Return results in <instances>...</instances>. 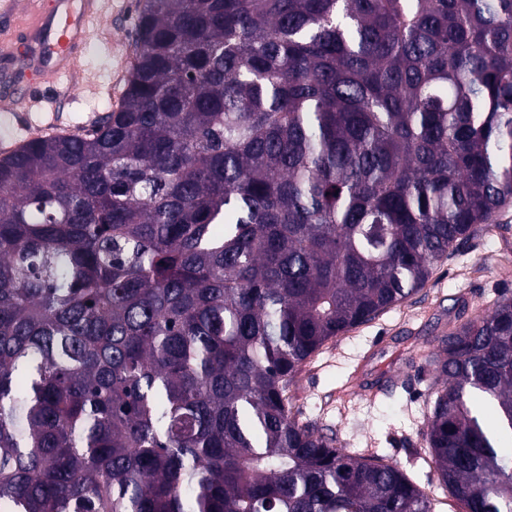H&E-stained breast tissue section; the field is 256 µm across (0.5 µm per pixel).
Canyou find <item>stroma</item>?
I'll list each match as a JSON object with an SVG mask.
<instances>
[{"instance_id": "35a3bbf8", "label": "stroma", "mask_w": 512, "mask_h": 512, "mask_svg": "<svg viewBox=\"0 0 512 512\" xmlns=\"http://www.w3.org/2000/svg\"><path fill=\"white\" fill-rule=\"evenodd\" d=\"M137 0H107L105 11L70 74L46 83L24 70L27 98L0 102V138L17 117L41 123L49 114L78 127L117 110L134 57ZM512 297V207L499 230L451 254L407 303L329 341L298 375L289 395L300 421L335 437L354 454L397 465L424 492L457 506L441 489L423 433L428 404L440 387L434 366L409 363L417 342L452 326L459 311L476 315Z\"/></svg>"}]
</instances>
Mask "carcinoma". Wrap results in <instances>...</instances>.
Here are the masks:
<instances>
[{"mask_svg": "<svg viewBox=\"0 0 512 512\" xmlns=\"http://www.w3.org/2000/svg\"><path fill=\"white\" fill-rule=\"evenodd\" d=\"M511 204L512 0H140L118 109L0 158V512H436L288 389ZM428 345L512 512V297Z\"/></svg>", "mask_w": 512, "mask_h": 512, "instance_id": "1", "label": "carcinoma"}]
</instances>
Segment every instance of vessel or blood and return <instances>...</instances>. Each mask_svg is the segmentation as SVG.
<instances>
[{"mask_svg": "<svg viewBox=\"0 0 512 512\" xmlns=\"http://www.w3.org/2000/svg\"><path fill=\"white\" fill-rule=\"evenodd\" d=\"M100 10V0H54L50 6L45 0H0V19L22 12L31 21L28 38L36 45L33 56L23 57L15 42L1 38L0 64L20 61L49 80L69 72Z\"/></svg>", "mask_w": 512, "mask_h": 512, "instance_id": "b4317fda", "label": "vessel or blood"}]
</instances>
